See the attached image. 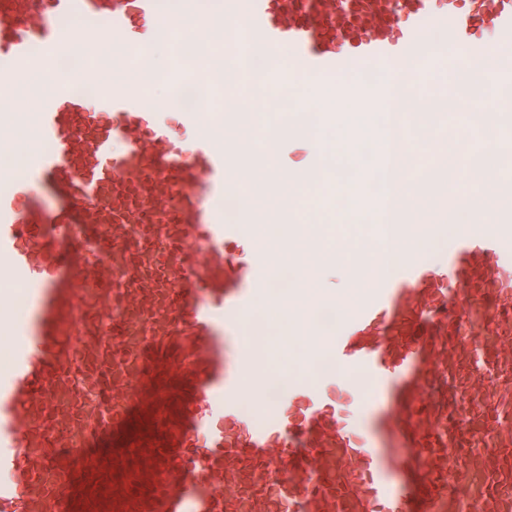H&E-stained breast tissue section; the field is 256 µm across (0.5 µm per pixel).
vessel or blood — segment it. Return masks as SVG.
<instances>
[{
  "mask_svg": "<svg viewBox=\"0 0 512 512\" xmlns=\"http://www.w3.org/2000/svg\"><path fill=\"white\" fill-rule=\"evenodd\" d=\"M460 2L195 0L196 39L216 9L243 11L279 82L381 105L390 88L358 76L427 58L435 32L475 56L481 33L512 39V0ZM170 9L0 0V87L43 63L55 87L37 114L48 150L26 178L0 172V512H459L465 493L476 512H512V212L466 227L440 261L403 241L398 275L333 330L289 323L366 381L365 431L328 395L330 372L268 396L249 379L274 350L246 340L263 242L210 204L230 196L233 161L205 113L185 114L193 144L179 145L125 79L123 49L157 38ZM75 20L112 33V89L92 101L71 90L96 73ZM170 50L173 83L206 78ZM77 53L84 69H56ZM95 438L107 446L91 457Z\"/></svg>",
  "mask_w": 512,
  "mask_h": 512,
  "instance_id": "1",
  "label": "vessel or blood"
}]
</instances>
